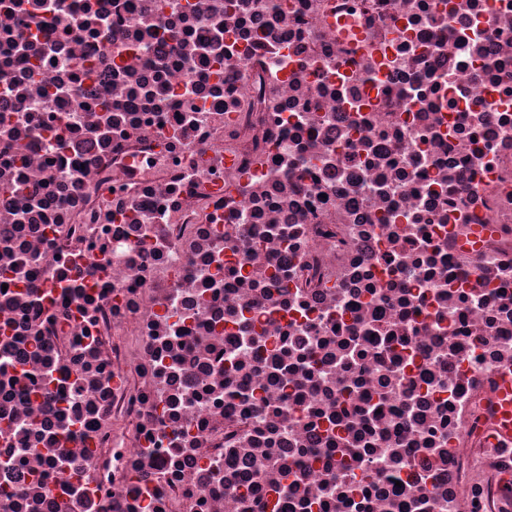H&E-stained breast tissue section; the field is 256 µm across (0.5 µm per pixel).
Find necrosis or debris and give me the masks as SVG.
Here are the masks:
<instances>
[{"label": "necrosis or debris", "mask_w": 512, "mask_h": 512, "mask_svg": "<svg viewBox=\"0 0 512 512\" xmlns=\"http://www.w3.org/2000/svg\"><path fill=\"white\" fill-rule=\"evenodd\" d=\"M512 0H0V512H512Z\"/></svg>", "instance_id": "obj_1"}]
</instances>
